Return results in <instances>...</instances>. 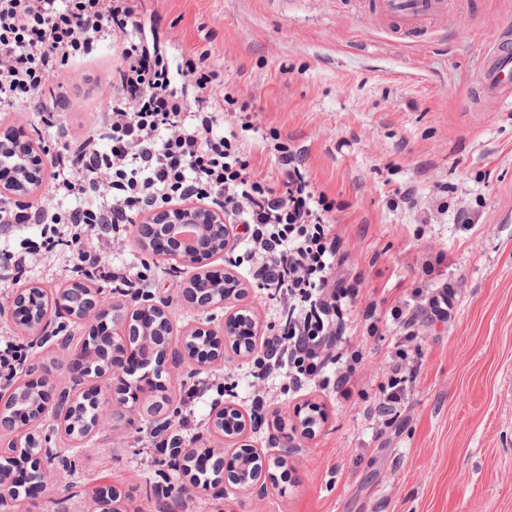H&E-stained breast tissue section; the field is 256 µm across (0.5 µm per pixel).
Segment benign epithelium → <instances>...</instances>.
<instances>
[{
	"label": "benign epithelium",
	"mask_w": 512,
	"mask_h": 512,
	"mask_svg": "<svg viewBox=\"0 0 512 512\" xmlns=\"http://www.w3.org/2000/svg\"><path fill=\"white\" fill-rule=\"evenodd\" d=\"M51 158L33 143L21 130H0V166L8 165L14 179L0 182V200L31 201L43 191L41 173L50 167ZM185 230L192 239L182 248L171 249L165 237L182 239ZM138 243L142 250L174 261L178 267L194 268L185 289V299L207 311L224 309L230 299L232 283L221 284L211 276L207 261L224 257L233 243V230L226 224L224 211L207 205L186 203L152 209L138 220ZM78 296L84 312L75 313L67 298ZM47 294L39 286L22 288L9 307L11 318L28 335L31 347H40L54 339L59 347L71 354L68 385L58 384L52 367L43 359L35 358L27 365L24 375L40 373V383L20 379L5 393L0 392V431L9 434L6 444L0 442V498L8 500L20 495L13 472L23 475L24 483L43 487L47 481V467L58 473H72L83 447L94 437L110 439V422L127 412H133L157 393L162 376L170 375L186 363L200 367L224 364L227 355L240 356L255 350L253 342L245 343L240 333L256 324L254 313L247 305H238L224 318L221 329L207 320L183 332L179 344L171 343L170 334H158L161 322L169 320L164 303L139 297L126 302H114L101 290L80 285L64 289L56 298V305L45 304ZM76 318L88 323L81 336L54 338L52 315ZM99 354L109 368L95 372L91 356ZM132 357L147 368L144 378L132 382L125 377L124 368L116 359ZM113 375L117 383L112 393L102 397L99 379ZM34 396L38 403L19 411L14 404ZM243 415L232 406L215 410L210 425L213 435L224 436L236 442L237 448L224 470V452L210 447L189 448L184 459L191 466L214 461L215 470L224 474L225 491L248 495L267 489L270 480L266 456L244 439ZM48 429L63 438L67 447L56 448L43 434ZM279 451L274 457L280 465L298 450L290 435L276 439Z\"/></svg>",
	"instance_id": "1"
}]
</instances>
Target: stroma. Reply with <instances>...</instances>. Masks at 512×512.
<instances>
[{
  "label": "stroma",
  "mask_w": 512,
  "mask_h": 512,
  "mask_svg": "<svg viewBox=\"0 0 512 512\" xmlns=\"http://www.w3.org/2000/svg\"><path fill=\"white\" fill-rule=\"evenodd\" d=\"M373 0H142L145 34L171 59L207 53L273 139L252 151L258 173H276V142L301 152L316 186L336 200V233L353 244L338 273L374 304L378 335L357 319L351 347L363 359L351 398L311 388L263 411L250 404L252 357L215 367L224 403L250 419L246 438L266 455L276 417L307 404L327 420L302 440L264 494L216 497L190 486L165 460L147 459L141 436L160 419L146 411L91 440L72 475L0 512H99L87 490L111 484L129 512H512V105L478 100L483 54L512 33V0H447L432 35L403 38L378 24ZM120 61L107 44L82 63L86 81L65 84L69 131L108 111L106 80ZM413 190L414 204L402 195ZM168 300L173 340L205 320L183 291L190 271L139 253ZM448 289L444 321L421 320L401 344L394 306L415 287ZM412 371L405 397L377 419L385 366L399 349ZM173 484L170 498L160 497ZM82 493L69 497L68 488Z\"/></svg>",
  "instance_id": "obj_1"
}]
</instances>
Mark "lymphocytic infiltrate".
Returning a JSON list of instances; mask_svg holds the SVG:
<instances>
[{
  "label": "lymphocytic infiltrate",
  "mask_w": 512,
  "mask_h": 512,
  "mask_svg": "<svg viewBox=\"0 0 512 512\" xmlns=\"http://www.w3.org/2000/svg\"><path fill=\"white\" fill-rule=\"evenodd\" d=\"M140 11L141 0H0V112L27 103L64 111L50 80H73L68 64L102 43L120 59L110 112L55 153L47 205L0 204V235L41 228L39 240L0 250V282L21 280L32 263L64 246L72 276L144 294L153 284L146 268L111 262L107 249H129L137 217L153 208L216 206L243 226L250 276L277 311L253 362L252 406L269 402L266 383L278 377L297 392L345 391L357 371L343 357L359 290L336 275L346 255L331 222L335 200L315 187L287 146L278 149L279 176H261L243 135L264 140V127L248 112L225 123L231 96L221 93L207 55L187 53L170 67L145 44ZM222 388L213 375L190 385L179 419L144 437L147 457L182 453L193 439L196 400Z\"/></svg>",
  "instance_id": "obj_1"
}]
</instances>
